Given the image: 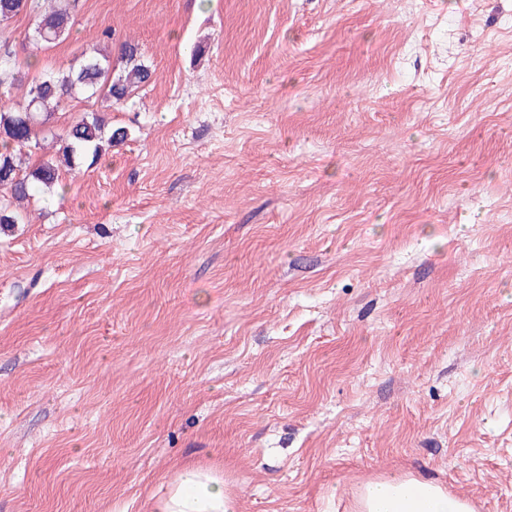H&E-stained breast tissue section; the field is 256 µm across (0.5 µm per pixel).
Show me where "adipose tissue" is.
<instances>
[{"label": "adipose tissue", "mask_w": 512, "mask_h": 512, "mask_svg": "<svg viewBox=\"0 0 512 512\" xmlns=\"http://www.w3.org/2000/svg\"><path fill=\"white\" fill-rule=\"evenodd\" d=\"M151 512H237L215 466L182 467L168 491L153 499ZM353 512H473L470 503L440 484L407 474L383 475L364 483Z\"/></svg>", "instance_id": "obj_1"}]
</instances>
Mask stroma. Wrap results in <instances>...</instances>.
Masks as SVG:
<instances>
[{
    "label": "stroma",
    "mask_w": 512,
    "mask_h": 512,
    "mask_svg": "<svg viewBox=\"0 0 512 512\" xmlns=\"http://www.w3.org/2000/svg\"><path fill=\"white\" fill-rule=\"evenodd\" d=\"M41 0L29 78L93 45L150 81L0 230V512H350L392 473L512 512V0ZM47 8L39 16L38 23L43 31L39 44H52L64 41L70 31V11L67 0H44ZM236 500L224 492V472L215 466L182 467L168 491L153 499L151 512H236Z\"/></svg>",
    "instance_id": "35a3bbf8"
}]
</instances>
